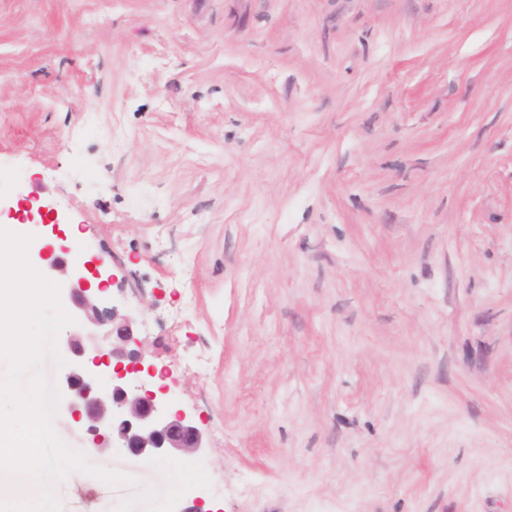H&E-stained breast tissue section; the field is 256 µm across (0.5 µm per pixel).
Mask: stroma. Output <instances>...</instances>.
Here are the masks:
<instances>
[{"label":"stroma","mask_w":512,"mask_h":512,"mask_svg":"<svg viewBox=\"0 0 512 512\" xmlns=\"http://www.w3.org/2000/svg\"><path fill=\"white\" fill-rule=\"evenodd\" d=\"M41 205L206 440L62 512H512V0H0Z\"/></svg>","instance_id":"obj_1"}]
</instances>
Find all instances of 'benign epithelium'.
Returning <instances> with one entry per match:
<instances>
[{
  "mask_svg": "<svg viewBox=\"0 0 512 512\" xmlns=\"http://www.w3.org/2000/svg\"><path fill=\"white\" fill-rule=\"evenodd\" d=\"M45 274L66 291L76 323L67 334L70 365L64 375L71 413L78 416L98 450L126 448L146 458L198 455L206 448L201 430L184 411L168 406L164 389L141 384L132 388L127 376L153 377L133 317L106 296L111 279L103 259L93 256L74 265L64 256L47 258ZM112 368V388L103 393L97 379Z\"/></svg>",
  "mask_w": 512,
  "mask_h": 512,
  "instance_id": "obj_1",
  "label": "benign epithelium"
}]
</instances>
